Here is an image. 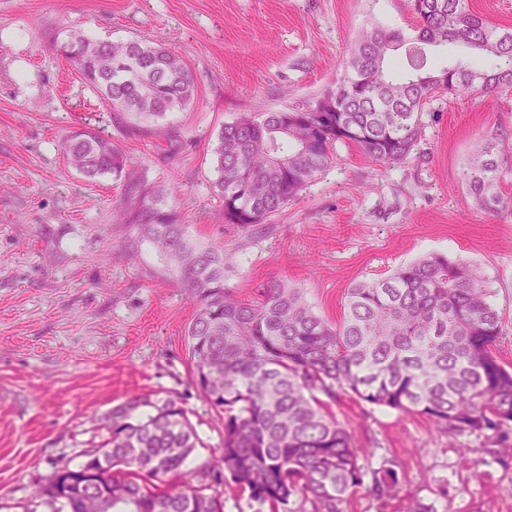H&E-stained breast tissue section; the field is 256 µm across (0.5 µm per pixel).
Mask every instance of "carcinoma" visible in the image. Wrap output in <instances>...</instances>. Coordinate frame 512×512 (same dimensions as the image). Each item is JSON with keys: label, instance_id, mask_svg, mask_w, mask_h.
Instances as JSON below:
<instances>
[{"label": "carcinoma", "instance_id": "obj_1", "mask_svg": "<svg viewBox=\"0 0 512 512\" xmlns=\"http://www.w3.org/2000/svg\"><path fill=\"white\" fill-rule=\"evenodd\" d=\"M410 4L413 33L362 31L344 79L314 111L245 115L221 128L214 188L225 223H266L330 165L337 142L381 164L404 162L421 140L425 106L439 93L512 87L511 29L491 25L469 0ZM448 46L489 57L494 67L434 66L433 53ZM398 51L404 62L394 72L389 60ZM61 52L118 112L162 118L194 98L193 72L161 39L73 35ZM63 145L68 166L87 181L126 174L127 157L109 136L87 128ZM510 178L512 158L491 137L478 142L460 183L496 215L509 209L501 184ZM176 194L175 186L157 189L115 212L154 244L197 307L188 331L195 383L224 413V450L207 470L248 493L255 512H341L349 490L363 482L359 460L368 449L354 443L319 393L331 399L348 389L372 405L427 415L455 436L512 448V371L496 356L501 315L476 266L425 255L352 285L331 322L286 279L265 282L250 300L237 298L224 285V243L188 237L178 210L164 202ZM105 421L101 458L59 469L35 490L52 512H224L203 487L155 484L182 473L202 444L178 401L133 395ZM396 484L392 469L373 473L380 498Z\"/></svg>", "mask_w": 512, "mask_h": 512}]
</instances>
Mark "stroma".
Returning a JSON list of instances; mask_svg holds the SVG:
<instances>
[{"instance_id":"obj_1","label":"stroma","mask_w":512,"mask_h":512,"mask_svg":"<svg viewBox=\"0 0 512 512\" xmlns=\"http://www.w3.org/2000/svg\"><path fill=\"white\" fill-rule=\"evenodd\" d=\"M375 25L411 30L409 0H0V512H49L34 489L80 464L104 437L98 419L139 394L177 399L204 443L181 482L205 487L224 512H252L235 485L202 474L224 449L222 415L193 381L195 305L138 227L112 219L113 204L135 189L109 175L84 181L58 150L84 127L118 140L147 188L179 184L172 206L193 242H223L226 285L238 297L285 278L333 321L352 284L425 254L478 264L502 318L496 354L512 370V214L484 213L459 183L483 138L512 152V89L435 97L404 163L384 166L339 142L330 166L268 223L224 221L214 189L221 128L249 113L314 107ZM74 34L163 38L194 73L193 102L155 122L114 111L58 55ZM329 406L374 452L342 512H408L417 503L512 512L503 491L512 458L498 459L495 444L472 439L476 463L465 468L425 415L348 390ZM382 465L398 476L385 498L373 494L370 475Z\"/></svg>"}]
</instances>
